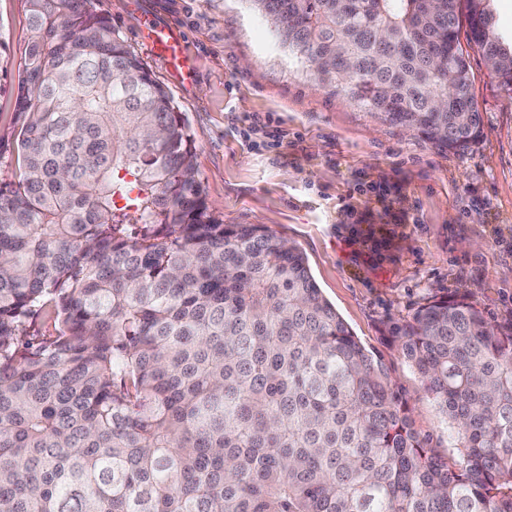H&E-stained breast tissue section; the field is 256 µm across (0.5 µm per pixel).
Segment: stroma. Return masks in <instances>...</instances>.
<instances>
[{"label": "stroma", "mask_w": 512, "mask_h": 512, "mask_svg": "<svg viewBox=\"0 0 512 512\" xmlns=\"http://www.w3.org/2000/svg\"><path fill=\"white\" fill-rule=\"evenodd\" d=\"M173 95L214 214L263 224L296 245L324 297L379 357L412 425L442 455L455 428L392 342L391 322L432 296H465L512 327V91L460 31L482 135L435 149L342 87L317 86L250 0H93ZM180 31L175 77L142 42L144 19ZM11 82L28 55L25 0H0Z\"/></svg>", "instance_id": "stroma-1"}]
</instances>
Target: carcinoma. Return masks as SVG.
<instances>
[{
  "label": "carcinoma",
  "mask_w": 512,
  "mask_h": 512,
  "mask_svg": "<svg viewBox=\"0 0 512 512\" xmlns=\"http://www.w3.org/2000/svg\"><path fill=\"white\" fill-rule=\"evenodd\" d=\"M314 79L429 141L482 132L494 0H250ZM0 181V512H512V329L434 297L389 331L443 457L304 254L210 208L169 92L91 0H26ZM15 96L9 87L0 95V136L5 138V148L0 158V179L8 180L19 170L20 159L12 148L11 135L17 131L14 112Z\"/></svg>",
  "instance_id": "1"
}]
</instances>
